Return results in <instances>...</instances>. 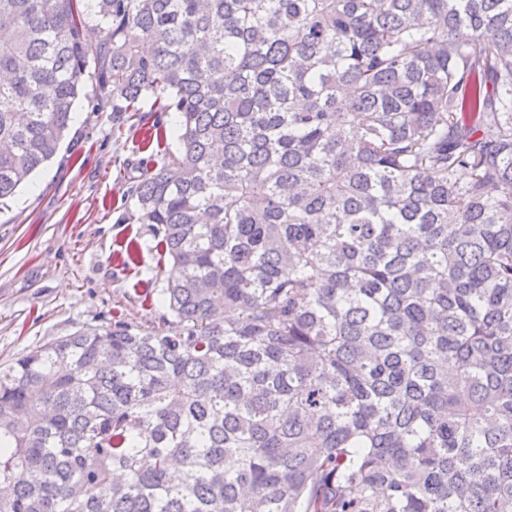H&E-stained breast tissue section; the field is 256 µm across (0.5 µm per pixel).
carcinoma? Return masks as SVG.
<instances>
[{
    "label": "carcinoma",
    "mask_w": 512,
    "mask_h": 512,
    "mask_svg": "<svg viewBox=\"0 0 512 512\" xmlns=\"http://www.w3.org/2000/svg\"><path fill=\"white\" fill-rule=\"evenodd\" d=\"M95 2L0 0V201L178 112L173 319L0 370V512H512V0Z\"/></svg>",
    "instance_id": "carcinoma-1"
}]
</instances>
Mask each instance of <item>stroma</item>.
<instances>
[{
	"instance_id": "stroma-1",
	"label": "stroma",
	"mask_w": 512,
	"mask_h": 512,
	"mask_svg": "<svg viewBox=\"0 0 512 512\" xmlns=\"http://www.w3.org/2000/svg\"><path fill=\"white\" fill-rule=\"evenodd\" d=\"M145 97L135 112H99L85 87L57 154L0 207V366L99 325L147 329L170 311L162 291L177 270L150 225L133 218L152 130L178 156L179 117Z\"/></svg>"
}]
</instances>
